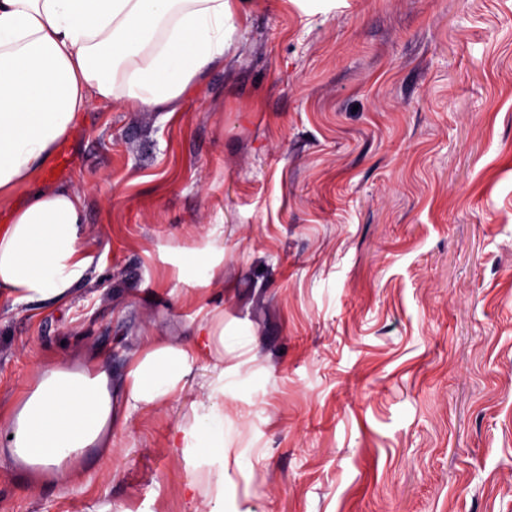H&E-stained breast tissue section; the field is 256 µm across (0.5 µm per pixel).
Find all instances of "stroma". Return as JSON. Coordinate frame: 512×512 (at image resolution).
Masks as SVG:
<instances>
[{
    "label": "stroma",
    "mask_w": 512,
    "mask_h": 512,
    "mask_svg": "<svg viewBox=\"0 0 512 512\" xmlns=\"http://www.w3.org/2000/svg\"><path fill=\"white\" fill-rule=\"evenodd\" d=\"M68 169L90 279L0 304V412L36 367L145 337L226 352L224 443L254 512H512V0H252L205 93L86 112ZM224 227L203 287L177 268ZM146 407L76 482L0 465V512H192L176 414Z\"/></svg>",
    "instance_id": "stroma-1"
}]
</instances>
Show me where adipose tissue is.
I'll use <instances>...</instances> for the list:
<instances>
[{"instance_id": "obj_1", "label": "adipose tissue", "mask_w": 512, "mask_h": 512, "mask_svg": "<svg viewBox=\"0 0 512 512\" xmlns=\"http://www.w3.org/2000/svg\"><path fill=\"white\" fill-rule=\"evenodd\" d=\"M248 0H0V303L59 304L90 275L91 242L82 194L44 189L35 177L94 105L171 112L198 94L222 62ZM29 194L17 204L13 196ZM224 227L208 249L191 254L178 279L207 285L222 255ZM190 347L146 351L127 374L124 395L112 387L104 357L42 365L36 383L0 419L8 442L0 459L31 485L76 479L89 457L115 453L119 411L159 406L189 393L190 417L176 421L171 446L215 476L208 512H253L245 506L224 446L223 361L200 359L238 341L199 325Z\"/></svg>"}]
</instances>
